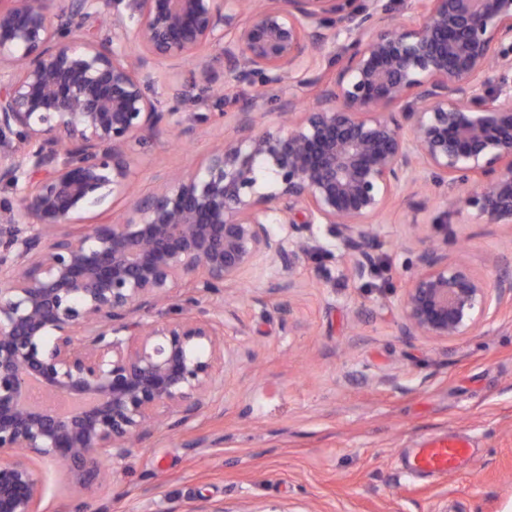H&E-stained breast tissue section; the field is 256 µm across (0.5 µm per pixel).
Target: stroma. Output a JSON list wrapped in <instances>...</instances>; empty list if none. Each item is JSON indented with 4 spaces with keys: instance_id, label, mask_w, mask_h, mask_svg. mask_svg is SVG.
<instances>
[{
    "instance_id": "35a3bbf8",
    "label": "stroma",
    "mask_w": 512,
    "mask_h": 512,
    "mask_svg": "<svg viewBox=\"0 0 512 512\" xmlns=\"http://www.w3.org/2000/svg\"><path fill=\"white\" fill-rule=\"evenodd\" d=\"M195 65L182 68L191 98L174 104L165 77L151 94L160 111L180 107V132L136 147L135 193L174 170L191 171L218 132L196 123ZM463 185H429L383 215L371 243L379 276L350 279L344 252L294 267L296 288L270 286L278 266L246 274L233 289L224 343L234 362L204 412L160 428L113 461L84 512H512V310L473 334L435 341L401 330L400 301L417 237L451 238L477 274L512 277V227L447 211ZM432 436L469 439L464 472L414 474Z\"/></svg>"
}]
</instances>
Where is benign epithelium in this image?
I'll use <instances>...</instances> for the list:
<instances>
[{"label":"benign epithelium","mask_w":512,"mask_h":512,"mask_svg":"<svg viewBox=\"0 0 512 512\" xmlns=\"http://www.w3.org/2000/svg\"><path fill=\"white\" fill-rule=\"evenodd\" d=\"M55 2L0 0V184L15 194L0 208V512H41L50 491L77 499L103 478L99 458L200 415L233 361L224 288L276 263L278 289L295 287L313 225L362 280L373 224L428 174L471 185L451 206L512 224V0H414L401 21L385 0ZM187 61L206 84L223 68L224 97L197 120L232 134L135 195L132 145L181 125L150 95L155 68ZM255 77L314 101L274 120L257 91L225 111ZM167 78L177 103L185 84ZM111 195L128 200L121 216L89 222ZM414 253L410 335L473 333L512 300L511 279L488 283L446 241ZM36 388L75 407L36 402ZM45 460L59 463L52 484L34 466Z\"/></svg>","instance_id":"obj_1"}]
</instances>
